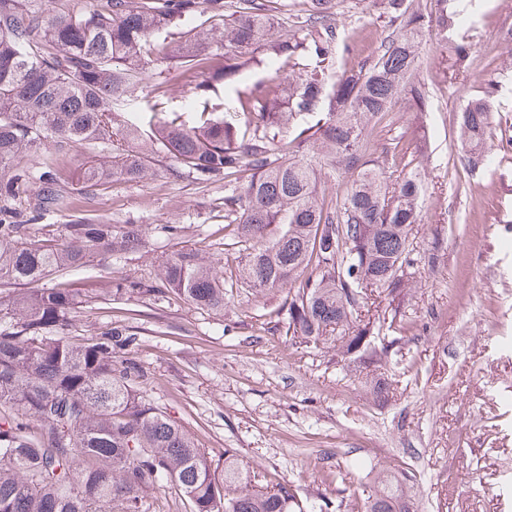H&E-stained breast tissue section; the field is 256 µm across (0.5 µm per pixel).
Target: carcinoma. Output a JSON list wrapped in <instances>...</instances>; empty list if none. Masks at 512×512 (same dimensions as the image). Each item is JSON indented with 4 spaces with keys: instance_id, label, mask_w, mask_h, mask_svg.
<instances>
[{
    "instance_id": "1",
    "label": "carcinoma",
    "mask_w": 512,
    "mask_h": 512,
    "mask_svg": "<svg viewBox=\"0 0 512 512\" xmlns=\"http://www.w3.org/2000/svg\"><path fill=\"white\" fill-rule=\"evenodd\" d=\"M379 51L348 64L354 39L329 24L334 0H62L45 17L31 0H0V287L26 289L0 300V512H149L160 489L186 512H295L289 491L260 487L224 450L218 475L204 449L151 403L148 374L120 350L136 342L125 325L73 334L80 304L115 294L175 298L221 314L235 288H286L287 332L312 347H336L381 363L400 352L414 322L402 295L412 269L439 259V242L414 245L423 178L417 157L376 144L369 131L402 94L418 111L431 100L416 79L418 44L432 31L451 38L461 67L473 28L472 0H375ZM294 7L290 30L270 39L273 12ZM293 62L285 73L268 58ZM160 61L183 82L184 112L126 117L141 67ZM265 78L236 91L248 127L209 111L212 95L241 73ZM206 79H196L198 70ZM480 86L457 118L463 170L492 162L494 96ZM295 124V135L280 134ZM112 141V157L83 171V188L142 182L161 169L207 184L224 176V239L240 261L225 280L209 252L181 246L159 283L101 280L89 288H44L102 255L136 252L141 224L77 216L36 234L67 204L69 183L42 177L30 190L29 160L43 142ZM382 148L377 160L366 152ZM346 175L342 196H318L321 172ZM410 470L378 471L377 490L350 512H410Z\"/></svg>"
}]
</instances>
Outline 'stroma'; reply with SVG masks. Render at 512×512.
Returning a JSON list of instances; mask_svg holds the SVG:
<instances>
[{"mask_svg": "<svg viewBox=\"0 0 512 512\" xmlns=\"http://www.w3.org/2000/svg\"><path fill=\"white\" fill-rule=\"evenodd\" d=\"M475 2L462 71L449 69L440 37H427L419 77L431 108L417 111L401 97L381 133L382 141L401 136L417 147L425 171L417 246L435 236L442 242L437 267H417L407 287L406 311L417 326L394 363L337 370L335 352L286 335L283 289L234 294L220 315L126 296L91 301L79 313L77 331L87 336L111 321L137 328L131 355L149 374L150 399L195 436L213 465L233 450L259 484L287 486L309 512L345 499L370 465L413 470V512H512V150L494 167L460 172L453 130L480 82L512 75V0ZM330 22L354 35L353 61L375 52L370 0H340ZM111 151L108 143L62 149L49 141L29 161L32 176L57 172L74 186L45 223L58 228L85 214L150 230L141 250L104 256L69 281L153 278L180 245L213 253L230 275L236 254L224 248L223 178L202 187L164 171L79 191L86 163ZM159 224L181 231L159 236ZM379 378L398 382L385 402L371 391ZM349 459L360 469L336 481L337 465Z\"/></svg>", "mask_w": 512, "mask_h": 512, "instance_id": "35a3bbf8", "label": "stroma"}]
</instances>
